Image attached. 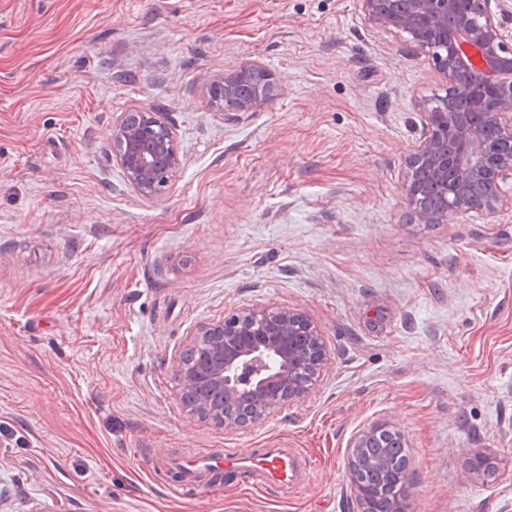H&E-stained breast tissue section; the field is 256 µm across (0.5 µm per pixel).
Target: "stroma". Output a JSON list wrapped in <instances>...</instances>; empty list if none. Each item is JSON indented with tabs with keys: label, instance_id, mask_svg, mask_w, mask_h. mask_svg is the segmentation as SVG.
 I'll list each match as a JSON object with an SVG mask.
<instances>
[{
	"label": "stroma",
	"instance_id": "35a3bbf8",
	"mask_svg": "<svg viewBox=\"0 0 512 512\" xmlns=\"http://www.w3.org/2000/svg\"><path fill=\"white\" fill-rule=\"evenodd\" d=\"M246 61L274 99L214 107ZM442 90L360 0H0L5 512H352L348 441L379 424L409 448L407 512H512V211L421 224L406 191ZM145 108L182 153L153 198L110 139ZM256 306L305 314L328 361L305 399L227 431L186 411L179 362ZM279 440L313 470L286 498L177 496L143 470ZM257 77H260V83L266 90H257L249 98H240L237 94L239 83ZM278 84L279 79L274 72L261 63L249 62L224 72V76L211 84L209 95L213 105L220 109L224 110L225 103L234 112H257L271 102Z\"/></svg>",
	"mask_w": 512,
	"mask_h": 512
}]
</instances>
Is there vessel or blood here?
<instances>
[{
	"label": "vessel or blood",
	"mask_w": 512,
	"mask_h": 512,
	"mask_svg": "<svg viewBox=\"0 0 512 512\" xmlns=\"http://www.w3.org/2000/svg\"><path fill=\"white\" fill-rule=\"evenodd\" d=\"M148 468L169 476L168 487L174 493L235 487L272 491L283 498L305 487L311 472L303 451L283 443L266 448H227L205 455L185 451L150 459Z\"/></svg>",
	"instance_id": "vessel-or-blood-1"
}]
</instances>
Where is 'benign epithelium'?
<instances>
[{
    "label": "benign epithelium",
    "mask_w": 512,
    "mask_h": 512,
    "mask_svg": "<svg viewBox=\"0 0 512 512\" xmlns=\"http://www.w3.org/2000/svg\"><path fill=\"white\" fill-rule=\"evenodd\" d=\"M366 20L373 26L397 34L406 33L419 54H433L445 79L444 95L420 103L425 135L410 149L406 164L414 170L431 166L443 181L453 178L467 187V194L450 201L449 210L415 211L420 224H444L448 215L467 213L472 203L495 214L512 209V198L502 194L483 197V187L512 180V47L497 20L499 0H409L408 12L394 18L388 11L391 0H361ZM472 72L486 80L474 89L459 80ZM279 79L266 66L249 62L234 67L211 84L214 106H230L234 112H257L273 99ZM442 111L445 127L456 140V150L441 149V136L434 123ZM112 154L123 169L128 184L143 197L161 192L162 172L177 171L182 154L172 129L156 112L142 110V120L132 126L121 120L112 127ZM277 322L268 324L269 310L253 308L224 316V320L201 329L191 348L205 338L217 340L224 361L191 373L180 368L181 400L196 416L221 409L192 397L193 385L204 379L217 397L229 403L241 391L255 394L259 404L252 422L272 417L286 405L298 402L309 388L294 379V373L310 366L318 372L326 362L319 330L301 312L276 309ZM377 430L355 434L349 444L347 477L357 503L373 495V489L356 479L361 452Z\"/></svg>",
    "instance_id": "obj_1"
}]
</instances>
